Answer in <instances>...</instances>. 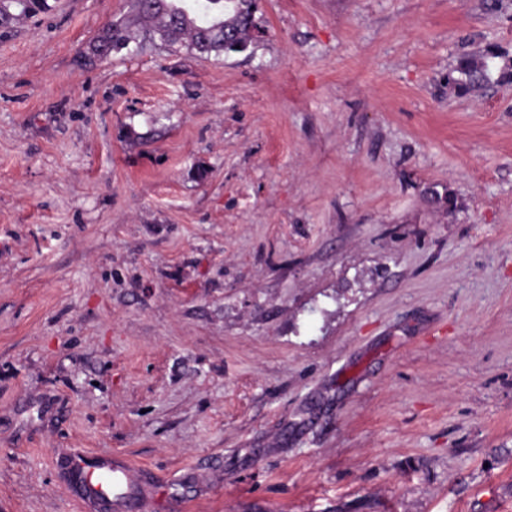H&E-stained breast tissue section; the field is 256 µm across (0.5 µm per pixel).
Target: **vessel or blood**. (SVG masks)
Instances as JSON below:
<instances>
[{
	"label": "vessel or blood",
	"instance_id": "obj_1",
	"mask_svg": "<svg viewBox=\"0 0 512 512\" xmlns=\"http://www.w3.org/2000/svg\"><path fill=\"white\" fill-rule=\"evenodd\" d=\"M65 462L80 477L71 491L86 512H125L136 489L138 467L121 455L88 452L67 454Z\"/></svg>",
	"mask_w": 512,
	"mask_h": 512
}]
</instances>
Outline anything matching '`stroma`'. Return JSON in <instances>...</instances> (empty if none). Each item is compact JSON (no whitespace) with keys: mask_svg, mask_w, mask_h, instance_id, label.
<instances>
[{"mask_svg":"<svg viewBox=\"0 0 512 512\" xmlns=\"http://www.w3.org/2000/svg\"><path fill=\"white\" fill-rule=\"evenodd\" d=\"M0 31V512H512V0H257L243 53ZM483 56L490 80L448 85ZM64 459L68 469L80 476L79 483L72 484L70 491L88 512L125 511L136 490L134 477L147 473L116 454L75 452Z\"/></svg>","mask_w":512,"mask_h":512,"instance_id":"35a3bbf8","label":"stroma"}]
</instances>
